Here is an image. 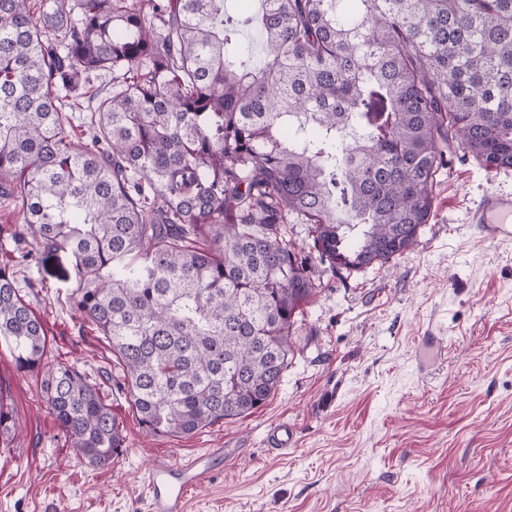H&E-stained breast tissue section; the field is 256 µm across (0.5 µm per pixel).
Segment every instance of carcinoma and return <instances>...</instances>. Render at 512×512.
Segmentation results:
<instances>
[{
	"label": "carcinoma",
	"mask_w": 512,
	"mask_h": 512,
	"mask_svg": "<svg viewBox=\"0 0 512 512\" xmlns=\"http://www.w3.org/2000/svg\"><path fill=\"white\" fill-rule=\"evenodd\" d=\"M227 2L0 0V199L17 212L0 240L18 265L73 256L72 307L152 437L265 405L310 261L351 273L411 251L452 149L512 170V0ZM66 106L88 111L78 144ZM0 343L42 377L75 455L111 464V408L48 366L4 265Z\"/></svg>",
	"instance_id": "obj_1"
}]
</instances>
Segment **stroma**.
Instances as JSON below:
<instances>
[{
    "mask_svg": "<svg viewBox=\"0 0 512 512\" xmlns=\"http://www.w3.org/2000/svg\"><path fill=\"white\" fill-rule=\"evenodd\" d=\"M492 191L512 194V170L454 160L414 250L342 278L314 264L317 294L275 394L186 437L146 436L115 390L107 340L69 302L72 256L18 268L49 364L96 384L128 446L105 467L75 459L39 380L0 344V402L16 421L0 437V512H148L152 463L228 444L235 456L189 512H512V241L471 221ZM282 421L295 440L284 454L267 444Z\"/></svg>",
    "mask_w": 512,
    "mask_h": 512,
    "instance_id": "obj_1",
    "label": "stroma"
}]
</instances>
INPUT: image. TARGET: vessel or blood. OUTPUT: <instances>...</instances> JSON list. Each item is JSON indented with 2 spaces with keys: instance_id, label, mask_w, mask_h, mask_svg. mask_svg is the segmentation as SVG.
I'll use <instances>...</instances> for the list:
<instances>
[{
  "instance_id": "b4317fda",
  "label": "vessel or blood",
  "mask_w": 512,
  "mask_h": 512,
  "mask_svg": "<svg viewBox=\"0 0 512 512\" xmlns=\"http://www.w3.org/2000/svg\"><path fill=\"white\" fill-rule=\"evenodd\" d=\"M472 221L494 238L511 241L512 196L485 195L474 209ZM227 455V449L211 448L181 462L153 463L145 479L149 512H188L190 493L221 467Z\"/></svg>"
}]
</instances>
